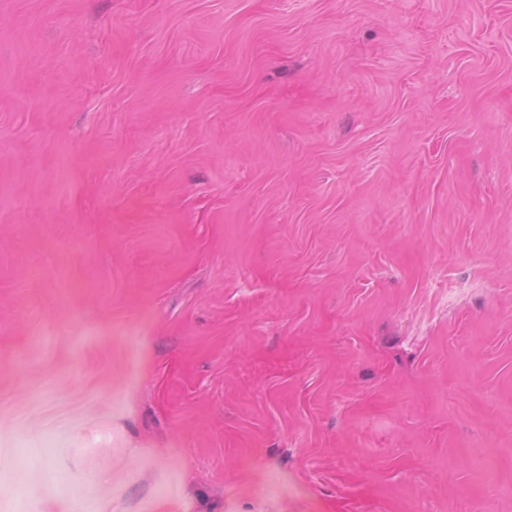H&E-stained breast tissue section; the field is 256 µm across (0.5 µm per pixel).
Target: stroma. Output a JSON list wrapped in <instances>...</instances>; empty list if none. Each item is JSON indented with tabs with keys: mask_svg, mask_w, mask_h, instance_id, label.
<instances>
[{
	"mask_svg": "<svg viewBox=\"0 0 512 512\" xmlns=\"http://www.w3.org/2000/svg\"><path fill=\"white\" fill-rule=\"evenodd\" d=\"M0 512H512V0H0Z\"/></svg>",
	"mask_w": 512,
	"mask_h": 512,
	"instance_id": "1",
	"label": "stroma"
}]
</instances>
